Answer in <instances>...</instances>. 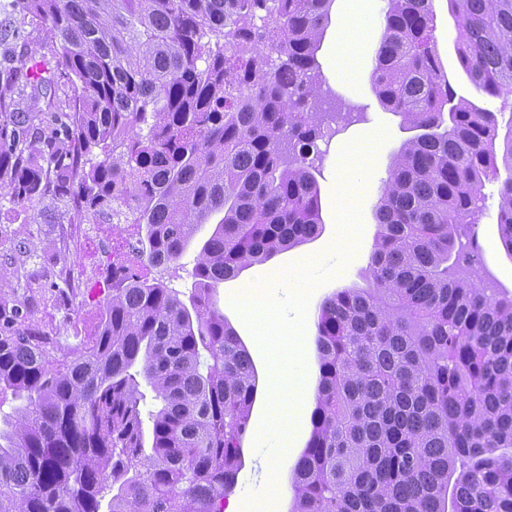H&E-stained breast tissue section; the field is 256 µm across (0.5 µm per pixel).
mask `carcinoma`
<instances>
[{
	"label": "carcinoma",
	"mask_w": 512,
	"mask_h": 512,
	"mask_svg": "<svg viewBox=\"0 0 512 512\" xmlns=\"http://www.w3.org/2000/svg\"><path fill=\"white\" fill-rule=\"evenodd\" d=\"M15 2L56 63L0 79L37 100L60 77L71 101L20 120L0 95V184L19 204L69 198L79 224L133 206L96 334L61 351L0 299V395L22 400L0 415V512H224L259 377L212 291L322 231L309 155L329 111L361 117L317 57L334 0ZM449 3L473 85L512 95V0ZM372 82L418 134L376 204L369 287L319 306L289 512H512V294L484 276L473 230L493 179L512 256V122L501 137L457 95L433 0H388ZM43 123L56 137L35 153ZM216 213L188 300L138 272L175 269ZM145 387L161 402L149 441Z\"/></svg>",
	"instance_id": "cac0c4a2"
}]
</instances>
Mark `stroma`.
<instances>
[{
  "label": "stroma",
  "mask_w": 512,
  "mask_h": 512,
  "mask_svg": "<svg viewBox=\"0 0 512 512\" xmlns=\"http://www.w3.org/2000/svg\"><path fill=\"white\" fill-rule=\"evenodd\" d=\"M386 6V0H335L318 53L327 83L365 111L364 121L336 136L322 162L317 177L321 234L253 264L213 292L215 307L246 345L259 376L244 442L245 465L231 496L237 512H255L256 504L267 498L262 473L268 465L280 475L279 512L290 508L292 472L310 437L316 404L318 308L337 289L365 287L377 230L375 205L391 157L411 136L399 115L382 108L372 88ZM433 11L438 52L457 94L496 112L499 122H507L512 117L502 113L501 99L477 90L459 65L448 0H433ZM42 37L38 21L21 17L14 0H0V62L28 70L36 65L53 67L51 48ZM496 190V183L486 184V209L475 232L489 275L512 293V256L498 234ZM125 247L121 227L76 223L68 200L48 193L22 206L13 201L8 189L0 188V298L25 297L30 323L55 337L61 348L72 347L80 337L94 332L101 307L88 290L101 281L107 255ZM72 272L83 277V288L68 287L66 276ZM272 273L277 276L276 289L288 287L290 278L297 275L306 276L311 288L298 306L278 313L264 334L257 319L233 303L232 296L242 283L259 284ZM297 357L306 360L308 373H294L291 363ZM275 411L300 416L287 448L279 452L257 443L266 417Z\"/></svg>",
  "instance_id": "obj_1"
}]
</instances>
